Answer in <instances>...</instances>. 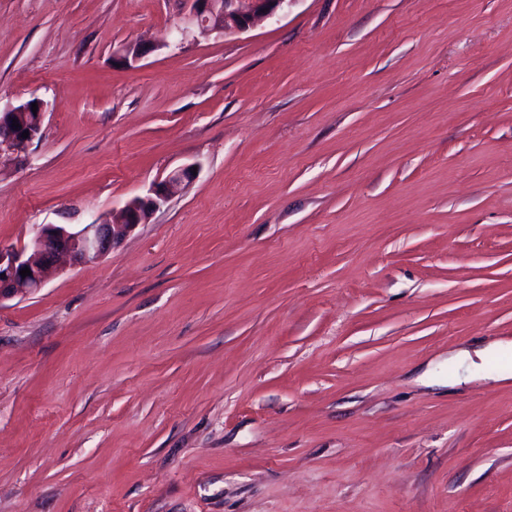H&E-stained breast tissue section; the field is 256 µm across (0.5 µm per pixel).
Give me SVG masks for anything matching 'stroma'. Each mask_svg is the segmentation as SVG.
Returning <instances> with one entry per match:
<instances>
[{"instance_id":"stroma-1","label":"stroma","mask_w":512,"mask_h":512,"mask_svg":"<svg viewBox=\"0 0 512 512\" xmlns=\"http://www.w3.org/2000/svg\"><path fill=\"white\" fill-rule=\"evenodd\" d=\"M180 12L0 0V245L199 167L0 301V512H512V0ZM184 16L174 25L180 41L189 34L222 36L242 33L282 13L292 0H179ZM32 103L38 105L37 114L29 112ZM45 106L42 99L33 97L4 112L0 109V154L8 152L16 157H28L29 147L42 134ZM13 120H17L19 127L12 126ZM24 131H29L27 138L22 137Z\"/></svg>"}]
</instances>
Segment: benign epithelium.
Masks as SVG:
<instances>
[{
	"mask_svg": "<svg viewBox=\"0 0 512 512\" xmlns=\"http://www.w3.org/2000/svg\"><path fill=\"white\" fill-rule=\"evenodd\" d=\"M184 16L174 25L175 37L184 40L197 32L202 36H222L242 33L258 23L273 19L294 0H181ZM37 114H32V104ZM45 103L38 97L0 111V153L8 152L26 158L29 147L42 134ZM19 126H13V123ZM29 136L22 137L23 132ZM193 166L172 170L165 179L152 185L144 196L125 203L112 218L87 224L71 231L61 224H44L32 242L20 248L0 246V301L17 294H32L58 272L60 258L74 262L97 260L116 247L137 226L182 193L192 183ZM28 268L31 275L22 277L20 270Z\"/></svg>",
	"mask_w": 512,
	"mask_h": 512,
	"instance_id": "1",
	"label": "benign epithelium"
}]
</instances>
